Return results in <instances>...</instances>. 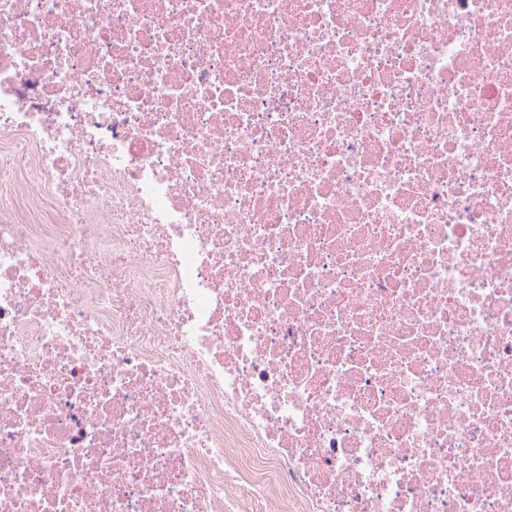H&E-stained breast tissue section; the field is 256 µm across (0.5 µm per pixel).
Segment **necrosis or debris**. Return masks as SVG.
I'll return each instance as SVG.
<instances>
[{"label":"necrosis or debris","mask_w":512,"mask_h":512,"mask_svg":"<svg viewBox=\"0 0 512 512\" xmlns=\"http://www.w3.org/2000/svg\"><path fill=\"white\" fill-rule=\"evenodd\" d=\"M0 512H512V0H0Z\"/></svg>","instance_id":"1"}]
</instances>
